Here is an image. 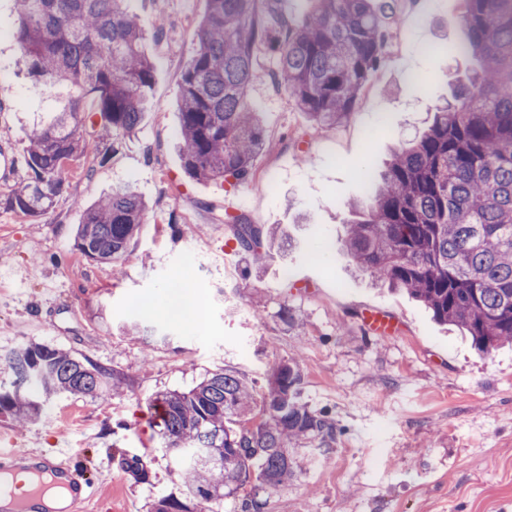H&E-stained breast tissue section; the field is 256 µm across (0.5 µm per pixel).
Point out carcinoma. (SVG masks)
<instances>
[{"mask_svg": "<svg viewBox=\"0 0 512 512\" xmlns=\"http://www.w3.org/2000/svg\"><path fill=\"white\" fill-rule=\"evenodd\" d=\"M129 0H19L14 41L29 75L58 103L27 134V178L6 199L39 222L68 188L71 161L103 137L133 134L151 104L154 65L144 25ZM196 48L182 73L177 139L197 181H253L266 137L249 105L255 52L276 56L273 83L313 125L334 127L355 112L398 18L390 0H308L302 20L284 0H208ZM467 40L455 52L479 61L433 123L395 150L371 200L345 204L353 216L341 246L357 269L422 302L489 353L512 343V0H465ZM149 210L130 184L87 207L75 241L100 264L119 267ZM239 249L261 256L277 235L243 215L224 214ZM0 414L37 420L54 395L96 398L123 379L86 357L45 344L4 356ZM294 362L274 364L264 390L225 369L187 391L150 401L157 436L182 480L151 512H267L270 498L302 469L296 449L336 441L329 414L302 402Z\"/></svg>", "mask_w": 512, "mask_h": 512, "instance_id": "1", "label": "carcinoma"}]
</instances>
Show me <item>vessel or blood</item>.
Returning <instances> with one entry per match:
<instances>
[{
	"instance_id": "obj_1",
	"label": "vessel or blood",
	"mask_w": 512,
	"mask_h": 512,
	"mask_svg": "<svg viewBox=\"0 0 512 512\" xmlns=\"http://www.w3.org/2000/svg\"><path fill=\"white\" fill-rule=\"evenodd\" d=\"M27 471L30 485L21 496L11 495L5 480L16 471ZM92 497L91 485L66 451L47 457L32 451H0V512H50L63 499L60 512H82Z\"/></svg>"
}]
</instances>
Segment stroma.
<instances>
[{
    "label": "stroma",
    "mask_w": 512,
    "mask_h": 512,
    "mask_svg": "<svg viewBox=\"0 0 512 512\" xmlns=\"http://www.w3.org/2000/svg\"><path fill=\"white\" fill-rule=\"evenodd\" d=\"M383 48L352 118L318 129L269 74L276 58L256 54L262 77L250 88L269 143L254 159L247 192L199 183L182 167L175 131L182 71L208 0H133L145 25L162 18L161 40L146 36L155 65L153 105L134 134L103 142L70 163L69 187L40 223L6 207L25 178L23 140L48 111L38 84L18 63L13 0H0V270L30 271L0 282V358L47 344L120 373L125 390L100 398L59 395L45 420L0 417V444L65 449L97 488L86 512H149L178 491L148 404L229 369L263 379L278 361L297 360L301 394L329 413L339 433L327 449H300L303 470L271 497L270 512H512V345L480 354L407 294L351 271L339 249L347 200L369 188L360 163L383 170L392 148L418 137L437 104L477 67L449 46L465 40L462 0H423ZM274 176V188L263 183ZM131 180L151 212L120 270L76 248L85 207ZM281 230L283 241L257 262L241 252L224 213ZM187 279L204 318L188 328L160 298ZM388 316L391 332L367 333L363 313ZM145 475L119 479L122 459Z\"/></svg>",
    "instance_id": "stroma-1"
}]
</instances>
